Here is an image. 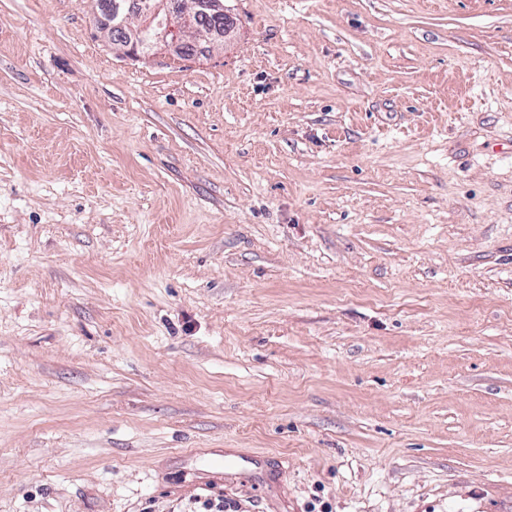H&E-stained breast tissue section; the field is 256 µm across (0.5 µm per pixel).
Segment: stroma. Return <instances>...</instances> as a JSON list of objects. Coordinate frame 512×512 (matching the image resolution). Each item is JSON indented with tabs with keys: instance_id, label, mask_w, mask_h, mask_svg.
I'll use <instances>...</instances> for the list:
<instances>
[{
	"instance_id": "35a3bbf8",
	"label": "stroma",
	"mask_w": 512,
	"mask_h": 512,
	"mask_svg": "<svg viewBox=\"0 0 512 512\" xmlns=\"http://www.w3.org/2000/svg\"><path fill=\"white\" fill-rule=\"evenodd\" d=\"M228 6L0 0V512H512V0ZM189 10L181 7L177 0H150L142 8L134 10L131 6L115 1L107 10L94 12L95 21L101 30L108 33L112 44L131 58H140L144 34L148 33L151 39L150 46L163 45L173 49L176 54H181L186 44L185 34L194 30L192 16L196 13H211L223 15L227 18V27L224 36L213 39L211 49H219L224 46L226 37L230 36L234 29V20L224 4V0H190ZM178 9H181L179 12ZM139 17L142 22L137 26L130 23L131 16ZM119 19L115 31L112 21ZM173 512H249L241 501L228 499L224 494H212L198 499L193 506L183 507Z\"/></svg>"
}]
</instances>
